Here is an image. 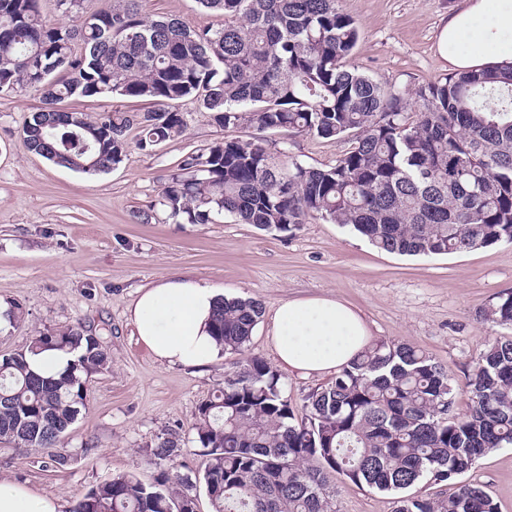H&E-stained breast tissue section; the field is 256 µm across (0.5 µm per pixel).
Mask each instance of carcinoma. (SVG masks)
<instances>
[{
	"label": "carcinoma",
	"mask_w": 512,
	"mask_h": 512,
	"mask_svg": "<svg viewBox=\"0 0 512 512\" xmlns=\"http://www.w3.org/2000/svg\"><path fill=\"white\" fill-rule=\"evenodd\" d=\"M42 0H0V93L34 91L22 126L31 151L78 173L108 171L129 148L183 136L178 109L198 101L220 127L282 129L321 138L355 135L326 167L276 159L257 141L224 139L183 157L158 204L175 222L224 214L269 233L307 219L351 227L401 255H447L512 244V69L457 73L420 87L418 118L396 93L347 59L358 39L340 0H197L224 15L219 28L142 13L143 0H57L72 23L47 19ZM146 103L92 115L68 99ZM260 303L224 299L212 334L241 356ZM485 319L512 327V292ZM78 353L55 377L27 355ZM112 368L92 329L36 335L0 357V441L50 449L77 421L90 377ZM468 407L454 414L455 378L417 346L378 340L305 397L296 419L281 375L258 357L234 362L220 393L201 402L194 442L211 512H336L332 483L398 494L395 512H498L483 489L456 482L428 497L404 491L468 471L512 446V336L488 343L468 375ZM176 433L157 437L150 483L118 474L92 487L72 512H178L196 483L173 471Z\"/></svg>",
	"instance_id": "cac0c4a2"
}]
</instances>
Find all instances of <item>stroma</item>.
<instances>
[{
    "mask_svg": "<svg viewBox=\"0 0 512 512\" xmlns=\"http://www.w3.org/2000/svg\"><path fill=\"white\" fill-rule=\"evenodd\" d=\"M462 0H341L356 24L351 61L416 115V90L452 72L438 52L437 34ZM151 17L172 16L198 27L224 17L196 0H144ZM38 103L32 92L0 95V303L20 309L22 322L0 331V355L26 349L33 336L94 325L112 354L109 372L94 376L85 410L52 449L20 451L0 442V480L59 498L66 510L94 485L131 473L157 475L149 451L157 436L182 438L179 473L198 476L204 458L193 441L200 403L224 385L231 357L202 369L171 367L139 342L127 308L139 288L178 271L261 303L247 355L278 361L270 317L284 300L329 295L357 309L371 340L409 343L464 382L489 339L511 330L481 313L512 291V244L499 243L435 256L391 254L349 227L308 219L294 233H268L224 216L210 224H177L158 207L178 163L223 138L248 140L253 128H221L193 100L179 108L187 129L150 151L129 148L106 173L82 174L31 152L21 135ZM272 153L306 166L334 164L348 138L268 130ZM65 466H55V456ZM512 512V447L494 450L465 473ZM337 512H394V497L337 479Z\"/></svg>",
    "mask_w": 512,
    "mask_h": 512,
    "instance_id": "1",
    "label": "stroma"
}]
</instances>
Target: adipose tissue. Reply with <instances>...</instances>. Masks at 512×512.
Wrapping results in <instances>:
<instances>
[{
	"label": "adipose tissue",
	"mask_w": 512,
	"mask_h": 512,
	"mask_svg": "<svg viewBox=\"0 0 512 512\" xmlns=\"http://www.w3.org/2000/svg\"><path fill=\"white\" fill-rule=\"evenodd\" d=\"M440 54L459 72L491 65L512 66V0H464L441 27ZM221 294L173 273L140 288L129 318L140 342L161 363L204 368L222 348L211 334ZM363 316L326 296L282 301L272 317L270 339L278 363L301 375H324L348 364L367 344ZM59 499L0 480V512H61Z\"/></svg>",
	"instance_id": "ef3b65f1"
}]
</instances>
